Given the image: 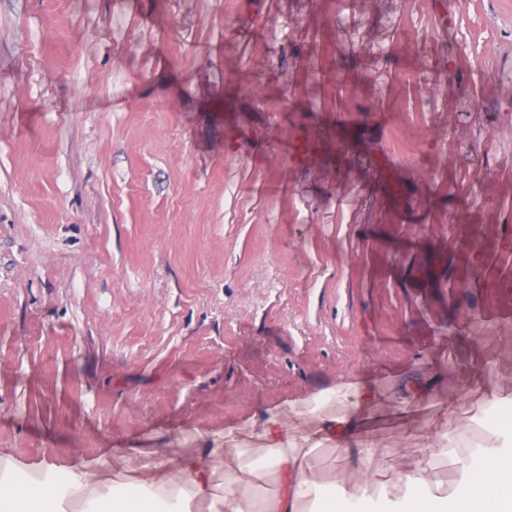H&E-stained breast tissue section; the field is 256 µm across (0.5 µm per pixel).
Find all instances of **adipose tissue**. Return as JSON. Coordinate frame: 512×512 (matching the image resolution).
<instances>
[{
  "label": "adipose tissue",
  "instance_id": "1",
  "mask_svg": "<svg viewBox=\"0 0 512 512\" xmlns=\"http://www.w3.org/2000/svg\"><path fill=\"white\" fill-rule=\"evenodd\" d=\"M264 448H216L210 462L190 454L161 461L130 449L64 468L20 466L0 454V512H450L466 500H488L512 512V427L490 430L485 445L455 453L426 448L401 475L387 476L383 458L361 453L339 483L317 480L316 446L297 447L276 422ZM450 463L452 487L439 469Z\"/></svg>",
  "mask_w": 512,
  "mask_h": 512
}]
</instances>
